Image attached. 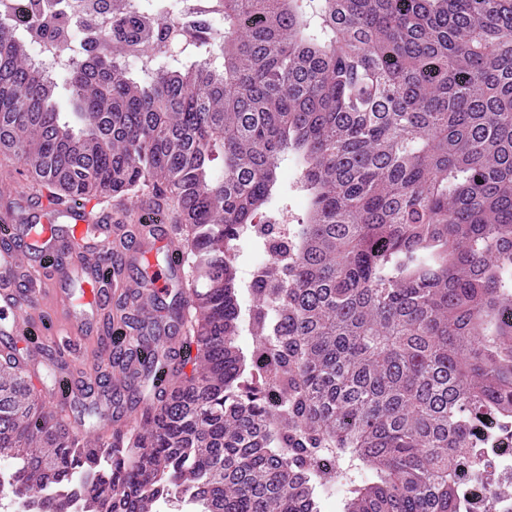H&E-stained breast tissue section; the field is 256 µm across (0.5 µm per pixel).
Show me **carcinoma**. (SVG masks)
<instances>
[{
  "label": "carcinoma",
  "instance_id": "1",
  "mask_svg": "<svg viewBox=\"0 0 512 512\" xmlns=\"http://www.w3.org/2000/svg\"><path fill=\"white\" fill-rule=\"evenodd\" d=\"M194 62L121 64L178 19L118 14L58 82L0 25V155L54 196L150 183L191 230L196 313L176 395L82 447L0 358V463L32 512H461L483 416L512 418V0H210ZM31 30L69 35L29 0ZM293 156L295 258L252 289L237 237ZM222 160L221 171L214 161Z\"/></svg>",
  "mask_w": 512,
  "mask_h": 512
}]
</instances>
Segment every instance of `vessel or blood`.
<instances>
[{
  "label": "vessel or blood",
  "instance_id": "1",
  "mask_svg": "<svg viewBox=\"0 0 512 512\" xmlns=\"http://www.w3.org/2000/svg\"><path fill=\"white\" fill-rule=\"evenodd\" d=\"M154 197L142 196L135 203H117L106 215L83 201H58L49 194L31 193L27 180L11 168L0 170V335L33 334V311L38 295H45L59 310L71 336L91 332L108 312L113 293H120L129 313L138 320V332L147 345L127 347L120 362L111 351L101 352L89 365L84 379L97 377L104 367L113 369L114 390L141 376V355L150 351L155 363L164 366L159 385L173 393L179 376L171 362L178 337L190 321L193 299H186L184 312L165 319L157 306L147 304L148 296L163 287H185V258L188 237L176 228L173 237L159 238L155 225L146 223L156 213ZM166 250V265L154 272L151 286L125 280L126 265L147 259L156 247ZM57 260L54 278H46L43 260ZM154 399H146L142 410L121 407L112 393L95 401L99 435L125 436L135 429L143 411L152 410Z\"/></svg>",
  "mask_w": 512,
  "mask_h": 512
}]
</instances>
